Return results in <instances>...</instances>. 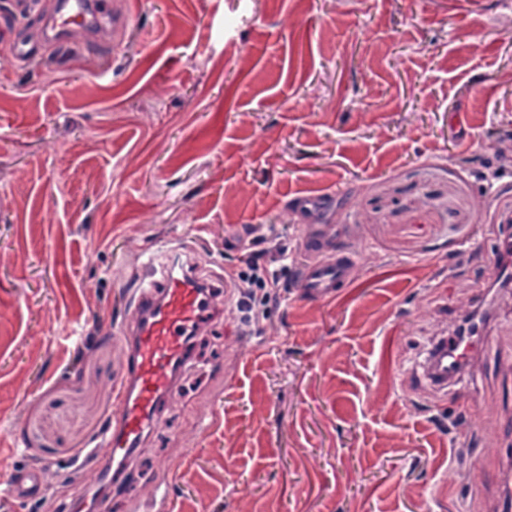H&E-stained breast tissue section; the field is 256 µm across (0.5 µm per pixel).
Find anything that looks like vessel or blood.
Listing matches in <instances>:
<instances>
[{
    "label": "vessel or blood",
    "instance_id": "b4317fda",
    "mask_svg": "<svg viewBox=\"0 0 512 512\" xmlns=\"http://www.w3.org/2000/svg\"><path fill=\"white\" fill-rule=\"evenodd\" d=\"M128 14L112 7L110 0H58L49 16L39 17L38 38L29 40L14 34L9 23L0 24V34L9 36L10 52L16 58H34L40 52L65 49L66 24L74 23L86 31L111 24L113 30L125 28ZM336 202L334 194L297 195L292 206L305 225L301 242L303 260L298 266V297L316 303L335 301L349 283L355 261L351 252L339 248L342 227L318 223V216ZM149 269L131 276L136 288L128 301L130 317L123 331L124 360L113 385L121 417L94 440V454L124 462L135 452L156 416V408L174 384L184 364L185 338L198 323L203 310L204 288L187 273L168 269L162 280L151 282ZM482 349L474 337H451L433 342L427 357L428 380L442 392L448 381L458 376L469 360ZM34 474L16 472L12 478V500L34 496Z\"/></svg>",
    "mask_w": 512,
    "mask_h": 512
}]
</instances>
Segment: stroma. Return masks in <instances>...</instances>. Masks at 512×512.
<instances>
[{"label":"stroma","mask_w":512,"mask_h":512,"mask_svg":"<svg viewBox=\"0 0 512 512\" xmlns=\"http://www.w3.org/2000/svg\"><path fill=\"white\" fill-rule=\"evenodd\" d=\"M66 57L0 45V468L18 512H500L512 459V0H135ZM460 115V137L449 120ZM331 191L351 281L297 298L304 224ZM259 239L286 291L249 324L202 318L198 372L114 476L85 456L145 252L204 274ZM473 318L489 348L440 398L410 384ZM178 454L175 472L159 458ZM37 479L33 473L16 472L12 478L11 498L12 501H24L32 498L36 492Z\"/></svg>","instance_id":"35a3bbf8"}]
</instances>
